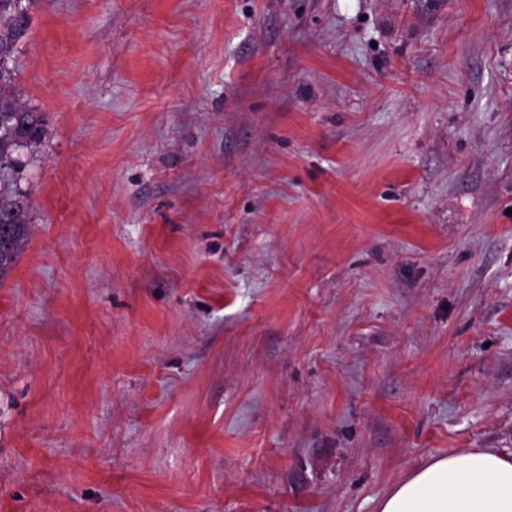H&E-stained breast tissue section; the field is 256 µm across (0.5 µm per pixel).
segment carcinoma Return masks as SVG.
Segmentation results:
<instances>
[{
  "mask_svg": "<svg viewBox=\"0 0 512 512\" xmlns=\"http://www.w3.org/2000/svg\"><path fill=\"white\" fill-rule=\"evenodd\" d=\"M22 0H0V56L7 60L0 71V173L23 167V158L44 134V118L22 101L14 86L19 42L30 27L29 7ZM27 197L19 191L0 190V279L11 269L28 236Z\"/></svg>",
  "mask_w": 512,
  "mask_h": 512,
  "instance_id": "cac0c4a2",
  "label": "carcinoma"
}]
</instances>
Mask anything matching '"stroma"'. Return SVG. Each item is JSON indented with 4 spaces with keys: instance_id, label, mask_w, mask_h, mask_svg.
I'll list each match as a JSON object with an SVG mask.
<instances>
[{
    "instance_id": "35a3bbf8",
    "label": "stroma",
    "mask_w": 512,
    "mask_h": 512,
    "mask_svg": "<svg viewBox=\"0 0 512 512\" xmlns=\"http://www.w3.org/2000/svg\"><path fill=\"white\" fill-rule=\"evenodd\" d=\"M0 512H377L512 450V0H35Z\"/></svg>"
}]
</instances>
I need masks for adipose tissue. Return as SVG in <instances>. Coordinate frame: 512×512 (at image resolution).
<instances>
[{
	"label": "adipose tissue",
	"instance_id": "ef3b65f1",
	"mask_svg": "<svg viewBox=\"0 0 512 512\" xmlns=\"http://www.w3.org/2000/svg\"><path fill=\"white\" fill-rule=\"evenodd\" d=\"M378 512H512V452L472 448L433 458L382 496Z\"/></svg>",
	"mask_w": 512,
	"mask_h": 512
}]
</instances>
